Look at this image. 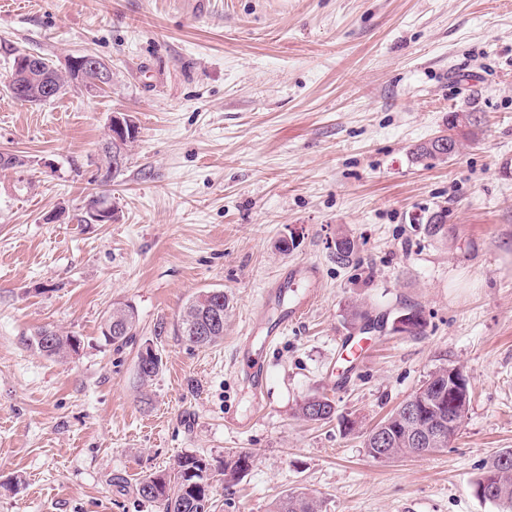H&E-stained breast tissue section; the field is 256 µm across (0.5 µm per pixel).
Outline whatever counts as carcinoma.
Listing matches in <instances>:
<instances>
[{
  "label": "carcinoma",
  "instance_id": "obj_1",
  "mask_svg": "<svg viewBox=\"0 0 512 512\" xmlns=\"http://www.w3.org/2000/svg\"><path fill=\"white\" fill-rule=\"evenodd\" d=\"M480 120L474 119L469 125L460 127L459 113L451 112L448 115L447 139L453 143L451 152L439 149V145L431 141L417 147L414 155L423 158H448V154L459 153L466 141H474L479 137ZM336 261L347 263L354 254L353 240L347 236L336 238ZM229 301L222 290H209L199 293L190 300L182 309L178 332L187 342L197 347H207L220 341L224 336V329H219L200 342L195 339L194 327L196 320L204 312L215 308L224 311L228 309ZM353 327L359 333L366 334L369 330H378L384 327V323L374 320L369 313L360 309L351 312ZM120 326L119 333L107 334L102 332L106 343L118 348L133 342L136 330V315L130 305L114 306L108 312L103 326ZM45 329H39L32 344L44 356L53 359H61L72 348V342L80 340L78 336L57 334L55 344L44 347L42 336ZM162 367V358L159 354L138 353L137 376L142 384H148L155 380ZM471 398L466 396L463 401L452 409L440 408L439 405L428 406L425 409L424 423H433L437 426H445L448 423L454 425L450 429L449 436H454L458 428L464 422L468 413ZM298 414L306 421L321 422L332 419L336 414V407L332 400L326 396L312 395L299 407ZM381 424L388 426L396 435V443L393 446L391 456L377 457L371 452L372 445L365 444L366 453L375 462L388 461L404 455H421L435 451V448H419L407 435L408 422L402 416L400 408H395ZM250 456L246 453H232L217 461L203 454L194 452L182 454L177 461L176 473L170 476L166 473L149 475L137 486L138 496L149 504H156L161 512H211L213 507V490L215 477H224V489L230 490L249 469ZM475 492H483L492 498V502L498 504L501 512H512V449L505 450L484 464L481 472L473 481ZM273 512H322V502L315 496L307 493H291L278 500Z\"/></svg>",
  "mask_w": 512,
  "mask_h": 512
}]
</instances>
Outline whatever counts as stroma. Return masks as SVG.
I'll use <instances>...</instances> for the list:
<instances>
[{"instance_id":"obj_1","label":"stroma","mask_w":512,"mask_h":512,"mask_svg":"<svg viewBox=\"0 0 512 512\" xmlns=\"http://www.w3.org/2000/svg\"><path fill=\"white\" fill-rule=\"evenodd\" d=\"M19 51L59 67L96 55L112 84L19 102ZM467 111L476 142L415 159ZM116 112L138 134L105 184ZM0 153L21 161L0 169V512H157L136 485L188 451L251 456L215 512H270L294 490L324 512H499L471 482L512 448V0H0ZM95 193L112 223L83 222ZM294 264L316 266L317 287L265 300ZM214 288L229 299L224 337L197 347L177 321ZM298 298L304 313L274 344L251 330L258 305L271 327ZM118 303L137 315L120 349L101 334ZM406 307L422 333L369 334L344 360L352 309L389 320ZM43 327L80 337L79 352L42 355ZM249 331L268 370L260 412L236 365ZM147 343L163 367L144 386ZM443 366L471 392L458 434L373 462L366 434ZM322 393L338 418H300Z\"/></svg>"}]
</instances>
